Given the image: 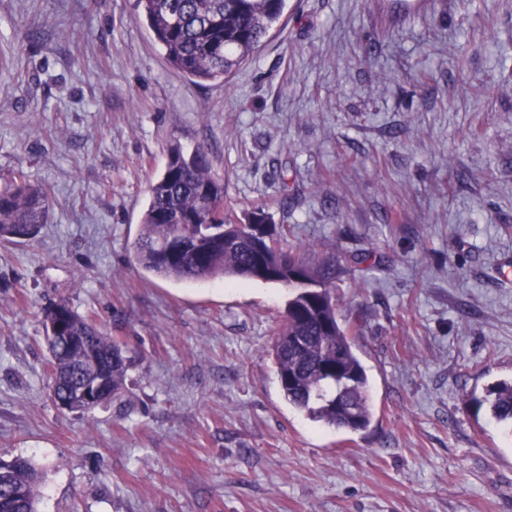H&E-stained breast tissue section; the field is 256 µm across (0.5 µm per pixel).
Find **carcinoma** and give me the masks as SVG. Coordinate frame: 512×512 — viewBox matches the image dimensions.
I'll return each instance as SVG.
<instances>
[{
    "mask_svg": "<svg viewBox=\"0 0 512 512\" xmlns=\"http://www.w3.org/2000/svg\"><path fill=\"white\" fill-rule=\"evenodd\" d=\"M286 0H137L153 40L171 68L197 82H226L259 50L284 15ZM47 188L22 170L0 188V240L35 237L50 215ZM236 236L224 214V176L215 172L206 150L169 148L167 163L152 182L131 249L138 265L163 279L197 282L210 278H247L262 253L271 273L261 280L290 290L284 319L273 345L280 391L293 408L312 420L351 432L366 430L373 411L368 375L342 320L336 288L345 268L332 252L315 264L299 257L301 247H283L276 238L256 243ZM57 321L71 336L89 337L101 372L112 384V398L125 387L126 358L120 345L61 298L45 314L44 326ZM51 392L58 396L80 380L83 353L47 342ZM494 419L512 425V381L487 390ZM14 496L0 494V512H38L40 475L32 462L18 457L0 462V484Z\"/></svg>",
    "mask_w": 512,
    "mask_h": 512,
    "instance_id": "1",
    "label": "carcinoma"
}]
</instances>
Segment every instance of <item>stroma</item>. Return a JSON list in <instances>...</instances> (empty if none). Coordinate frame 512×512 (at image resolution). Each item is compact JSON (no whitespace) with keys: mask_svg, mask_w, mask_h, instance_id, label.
<instances>
[{"mask_svg":"<svg viewBox=\"0 0 512 512\" xmlns=\"http://www.w3.org/2000/svg\"><path fill=\"white\" fill-rule=\"evenodd\" d=\"M224 210L265 207L306 256L363 261L367 430L308 418L272 358L282 286L144 272L127 245L170 145ZM51 193L0 242V460L39 512H512V437L471 397L512 379V0H287L226 84L174 71L136 0H0V183ZM114 337L126 393L49 391L45 310ZM9 484L15 497L0 494V512H37L40 475L32 462L23 457L0 462V484Z\"/></svg>","mask_w":512,"mask_h":512,"instance_id":"stroma-1","label":"stroma"}]
</instances>
